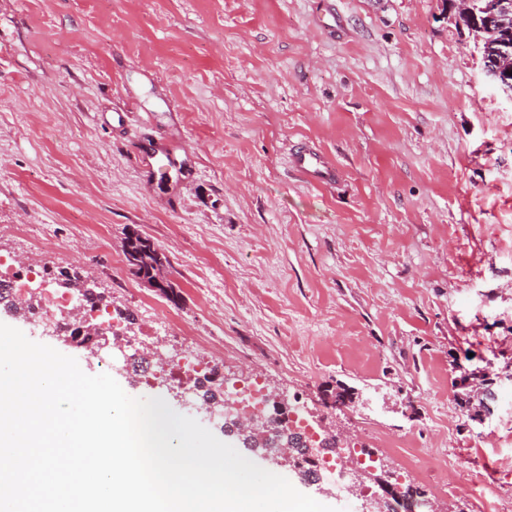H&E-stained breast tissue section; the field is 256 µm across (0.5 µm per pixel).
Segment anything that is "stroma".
Listing matches in <instances>:
<instances>
[{
	"label": "stroma",
	"mask_w": 512,
	"mask_h": 512,
	"mask_svg": "<svg viewBox=\"0 0 512 512\" xmlns=\"http://www.w3.org/2000/svg\"><path fill=\"white\" fill-rule=\"evenodd\" d=\"M445 0H0V255L66 293L82 272L120 334L225 379H260L338 418L390 483L414 473L440 512L512 499V98ZM167 148L166 177L136 151ZM336 165L313 185L301 144ZM134 232L165 250L170 300L127 269ZM0 322L97 359L0 307ZM162 398L299 492L287 467L225 434L201 396ZM489 373L469 420L454 364ZM354 410L331 408L337 384Z\"/></svg>",
	"instance_id": "35a3bbf8"
}]
</instances>
